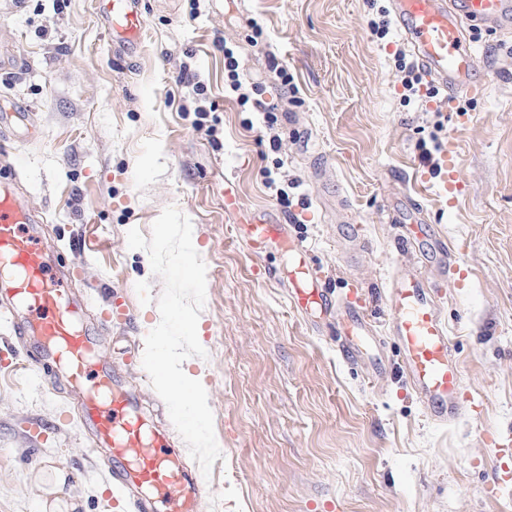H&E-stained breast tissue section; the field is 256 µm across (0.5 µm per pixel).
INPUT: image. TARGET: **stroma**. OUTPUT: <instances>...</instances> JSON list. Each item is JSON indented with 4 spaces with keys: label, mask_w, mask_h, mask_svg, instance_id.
Returning <instances> with one entry per match:
<instances>
[{
    "label": "stroma",
    "mask_w": 512,
    "mask_h": 512,
    "mask_svg": "<svg viewBox=\"0 0 512 512\" xmlns=\"http://www.w3.org/2000/svg\"><path fill=\"white\" fill-rule=\"evenodd\" d=\"M96 2L0 0V99L29 115L27 128L0 132V167L14 164L42 239L78 259L71 288L113 377L167 428L139 361L163 281L127 233L150 236L172 205L190 218L207 267L197 334L208 356L183 367L207 391L222 452L202 512H512V30L468 28L475 91L424 108L403 98L397 32H371L389 0H142L130 54ZM228 46L243 81L299 100L278 150L260 114L224 92ZM271 53L292 87L270 72ZM434 137L452 147L465 195L445 193L441 151L422 159ZM271 179L290 186L291 207ZM229 191L276 214L336 296L368 308L386 374L345 361L335 320L300 313L287 284L267 277L286 258L237 236ZM414 192L429 232L459 256L458 274L425 269L467 396L448 425L424 416L387 331L386 284L397 263L420 259L398 246L413 225L389 223L387 210ZM345 216L366 241L351 267L336 230ZM112 300L127 316L102 324ZM32 350L0 324V512H131L106 493L112 465L91 455L77 397L26 370Z\"/></svg>",
    "instance_id": "1"
}]
</instances>
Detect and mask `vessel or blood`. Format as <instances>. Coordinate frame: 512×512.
Wrapping results in <instances>:
<instances>
[{"label": "vessel or blood", "instance_id": "vessel-or-blood-1", "mask_svg": "<svg viewBox=\"0 0 512 512\" xmlns=\"http://www.w3.org/2000/svg\"><path fill=\"white\" fill-rule=\"evenodd\" d=\"M112 40L137 48L143 25L141 0H98ZM395 27L420 66L447 98L472 91L476 53L464 23L512 26V0H389ZM31 208L10 188H0V309L14 335L33 336L43 350L30 367L46 383L65 377L80 391L81 408L94 426L93 444L107 449L114 484L143 489L137 512H201L200 475L183 463L168 432L145 418L137 396L116 385L109 366L83 324L71 299L67 277L51 247L34 231ZM238 236L258 254L288 255L286 279L294 305L302 313L335 312L338 348L349 360L376 342L370 314L350 299L332 296L324 276L307 256L304 241L269 214H243ZM425 263L447 268L457 263L442 242L422 252ZM389 331L402 349L401 370L426 415L438 423L454 421L464 399L461 370L448 345V327L440 318L420 269L398 266L385 292Z\"/></svg>", "mask_w": 512, "mask_h": 512}]
</instances>
